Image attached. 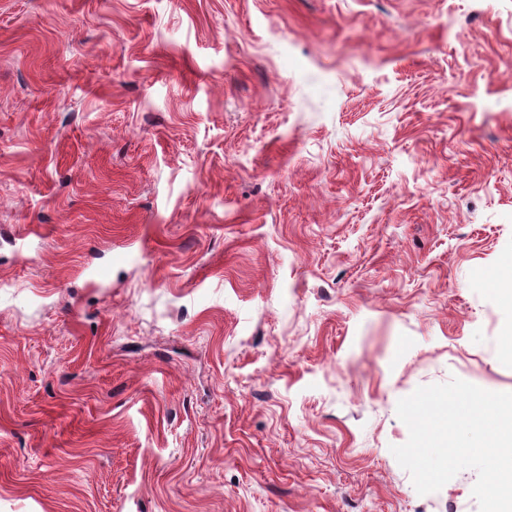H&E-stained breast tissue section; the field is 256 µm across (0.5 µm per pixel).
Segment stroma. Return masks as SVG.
Instances as JSON below:
<instances>
[{
    "label": "stroma",
    "mask_w": 512,
    "mask_h": 512,
    "mask_svg": "<svg viewBox=\"0 0 512 512\" xmlns=\"http://www.w3.org/2000/svg\"><path fill=\"white\" fill-rule=\"evenodd\" d=\"M512 392V0H0V512H479L398 401Z\"/></svg>",
    "instance_id": "35a3bbf8"
}]
</instances>
